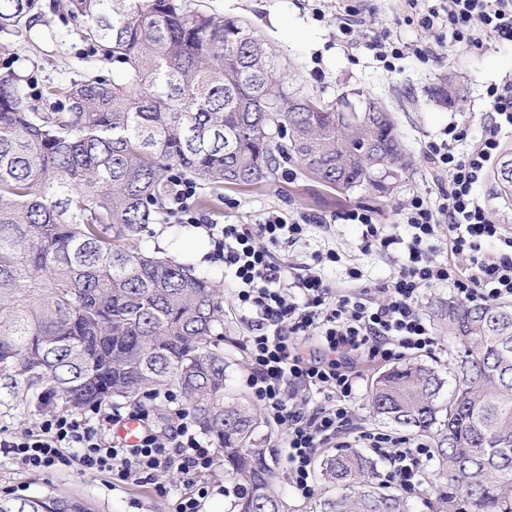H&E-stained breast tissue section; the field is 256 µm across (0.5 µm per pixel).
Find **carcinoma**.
Here are the masks:
<instances>
[{
  "label": "carcinoma",
  "instance_id": "obj_1",
  "mask_svg": "<svg viewBox=\"0 0 512 512\" xmlns=\"http://www.w3.org/2000/svg\"><path fill=\"white\" fill-rule=\"evenodd\" d=\"M81 38L112 62L28 105L0 74V416L49 415L177 389L224 472L244 482L233 512H288L259 418L224 392L223 296L208 272L149 249L178 178L214 189L269 183L299 160L328 187L381 186L406 168L388 110L342 108L288 91L239 19L190 0H65ZM40 0H0L7 44L31 42ZM462 344L453 389L433 367L378 373L369 401L385 423L433 440V512H512V304L440 305ZM374 462L325 455L339 489L313 512H410L370 481ZM0 512H90L75 497L0 498Z\"/></svg>",
  "mask_w": 512,
  "mask_h": 512
}]
</instances>
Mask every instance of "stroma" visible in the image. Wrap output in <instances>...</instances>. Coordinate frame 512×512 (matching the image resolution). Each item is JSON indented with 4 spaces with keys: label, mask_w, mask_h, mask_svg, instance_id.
I'll return each instance as SVG.
<instances>
[{
    "label": "stroma",
    "mask_w": 512,
    "mask_h": 512,
    "mask_svg": "<svg viewBox=\"0 0 512 512\" xmlns=\"http://www.w3.org/2000/svg\"><path fill=\"white\" fill-rule=\"evenodd\" d=\"M64 0H41L43 10L57 33L55 42L28 45L19 50L0 48V72L14 71L30 76L27 99L46 107L45 85L74 77L95 63L89 44L79 36L63 6ZM210 13L247 20L255 37L275 56L278 72L288 86L305 96L337 102L343 95L358 92L380 101L391 112L396 132L409 161L385 192L372 187L350 190L319 183L297 161H290L276 179L259 188L220 190L198 188L194 209L216 224H252L267 215L285 218L308 216L312 223L296 243L284 244L282 255L288 276L300 273L312 263L316 253L329 249L339 253V263L322 267L321 274L333 294L350 288L347 271L359 267L362 281L378 288L395 274L393 255L371 250L363 252L362 228L344 221L354 208L375 210L382 223L394 225L397 234L409 238L408 226L401 224L399 210L414 194H422L429 204L439 202L448 186L446 176L437 173L425 156L429 141L441 138L449 123L465 128L468 141H475L490 120L485 106V90L491 83L512 76V43L490 39L479 45L450 48L447 27H422L418 13L406 0H203ZM356 5L362 17L352 39L339 31L346 4ZM407 44H434L437 57L406 54L395 69H385L373 48L378 41ZM455 75L457 98L454 106H439L433 97L435 86L446 75ZM150 247L159 248L176 260H189L208 271L217 287L224 290V361L226 390L245 401L253 396L246 385L247 350L245 336L251 333V316L236 308L234 283L222 263L212 257L213 242L204 228L189 226L188 237L172 244L171 231L154 225ZM282 431L261 422L257 437L272 448L279 479L276 491L288 512H311L317 499L330 493L315 482L314 496L299 497L291 486L288 465L280 448ZM169 487L166 497L157 496L149 486L113 482L110 475L86 476L69 467L55 466L39 474L19 469L0 449V497L33 496L47 492L62 497L83 498L92 512H172L175 496L186 489V477L172 468L161 476Z\"/></svg>",
    "instance_id": "35a3bbf8"
}]
</instances>
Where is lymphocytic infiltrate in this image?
<instances>
[{"mask_svg": "<svg viewBox=\"0 0 512 512\" xmlns=\"http://www.w3.org/2000/svg\"><path fill=\"white\" fill-rule=\"evenodd\" d=\"M407 2L420 11L423 27L447 24L454 42L474 44L491 37L512 42V0ZM485 101L492 117L467 153L456 150L464 132L454 124L445 129L443 139L428 142L425 155L437 171L447 174L448 188L435 206L418 194L407 201L401 215L413 230L409 242L390 232L373 211L347 212V221L363 228L365 250H396L401 255L382 302L370 300L356 267L348 270L354 288L331 297L319 266L339 261L332 250L317 255L316 266L305 274L287 281L276 248L300 238L306 217L270 215L256 224L208 227L214 259L233 275L237 307L255 317L246 340V383L267 419L283 430L291 484L301 498L314 494L312 465L319 448L346 435L388 462L386 482L406 490L422 485L430 458L426 444L353 424L352 401L364 380L360 366L435 352L434 328L421 309L428 288L448 286L468 302L512 298V237L503 234L488 203L475 192L501 154L503 127H512V79L489 85ZM443 237L452 253L468 258L467 267L434 259ZM490 241L501 244L492 257L482 252ZM94 415L91 422L50 415L37 431L1 439L0 447L31 473L73 466L84 475L106 473L121 483L150 484L163 496L169 490L160 474L178 467L192 481L175 499L173 512H204L206 500L223 493V485L208 481L218 451L199 437L188 413H181L173 438L148 431L132 447L115 434L120 414L99 408Z\"/></svg>", "mask_w": 512, "mask_h": 512, "instance_id": "1", "label": "lymphocytic infiltrate"}]
</instances>
